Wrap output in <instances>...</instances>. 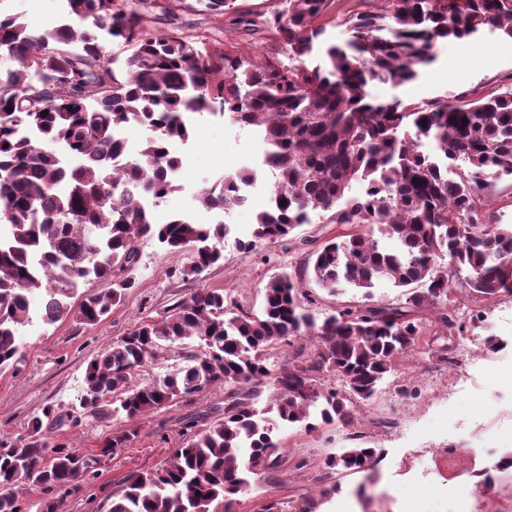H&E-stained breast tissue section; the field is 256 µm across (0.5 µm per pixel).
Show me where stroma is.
Wrapping results in <instances>:
<instances>
[{
	"mask_svg": "<svg viewBox=\"0 0 512 512\" xmlns=\"http://www.w3.org/2000/svg\"><path fill=\"white\" fill-rule=\"evenodd\" d=\"M145 3L149 33L176 32L232 56L309 69L323 65L327 46L348 39L351 16L384 7L382 0H331L314 22L319 34L313 51L299 57L288 52L269 26L287 0H235L223 14L208 11L202 0ZM0 11L20 14L35 32L63 20L61 0H0ZM510 82L512 43L486 31L470 41L441 44L435 61L420 67L414 80L373 82L367 91L380 100L408 104L459 91L478 98ZM261 154L252 130L230 124L218 113L196 116L189 140L177 147L178 188L151 212L158 221L185 216L201 224H230L222 260L200 275L185 277L180 270L189 263L187 254L169 253L147 239L133 271L135 288L107 318L85 326L69 321L47 325L33 317L20 329L19 362L0 370V436L25 437L44 406L70 408L82 392L90 360L199 289L223 290L229 302L259 312L267 282L284 271L298 272L311 252L335 236V225L314 213L286 240L260 245L249 254L237 249L236 239L249 237L257 212L271 198L272 181L260 171ZM246 168L260 176L245 187L244 205L224 216L200 206L197 197L203 189ZM454 291L466 333L446 339L438 332L437 308L426 310L414 350L399 360L373 398L360 404L354 426L310 433L281 429L282 466L253 478L234 512H263L272 501L288 507L305 495L319 500L318 512H512V470L495 468L498 459L512 457V298L475 300L459 285ZM489 336L499 339L501 349L486 346ZM227 393V386L217 384L142 415L135 437L96 465L94 476L67 497L65 512H109L123 478L167 462L181 443L184 419L197 417L203 429L221 418ZM356 438L382 450L375 470L342 477L326 468L327 457Z\"/></svg>",
	"mask_w": 512,
	"mask_h": 512,
	"instance_id": "1",
	"label": "stroma"
}]
</instances>
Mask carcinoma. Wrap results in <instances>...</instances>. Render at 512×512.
Returning <instances> with one entry per match:
<instances>
[{
    "label": "carcinoma",
    "instance_id": "obj_1",
    "mask_svg": "<svg viewBox=\"0 0 512 512\" xmlns=\"http://www.w3.org/2000/svg\"><path fill=\"white\" fill-rule=\"evenodd\" d=\"M66 20L35 34L18 16L0 15V370L18 363L19 328L31 320V295L49 325H94L135 287L130 272L151 238L169 252L191 254L184 275L223 258L227 224L186 218L154 222L143 197L161 201L177 189L178 158L194 116L216 108L235 125L256 130L262 165L271 173L272 203L259 212L245 254L287 238L313 211L330 213L342 231L308 257L305 275L334 293L389 282L396 303L344 306L319 320L302 278L282 273L265 287L260 313L225 305L222 290L201 289L113 341L90 361L79 406H46L27 436L0 439V512H29L24 485L41 487V512H64L55 489L75 493L101 458L136 436L138 417L215 384L236 387L224 416L198 429L181 425V446L164 466L129 473L109 512H234L250 477L282 463L281 443L266 414L310 433L355 423L354 407L370 400L423 330L418 313L444 305V334L464 331L448 294L460 281L476 299L512 297V225L483 205L482 192L512 179V83L470 99L453 93L405 105L372 99V81L406 83L436 59L438 45L486 29L512 42V0H384L382 13L350 19V37L329 46L325 66L284 68L219 55L179 34L144 31L135 0H64ZM329 0H288L274 18L278 37L299 56L310 53L314 21ZM134 45L119 61L106 44ZM150 135L137 156L128 135ZM245 169L198 202L226 213L246 201ZM361 194L348 196L352 182ZM111 288L70 298L80 283ZM273 370L270 351L301 338ZM180 366L131 385L133 374L162 353ZM339 384L328 387L323 377ZM273 390L256 408L262 388ZM120 420L126 428L88 456L47 432L86 422ZM376 448L357 446L325 466L374 469Z\"/></svg>",
    "mask_w": 512,
    "mask_h": 512
}]
</instances>
